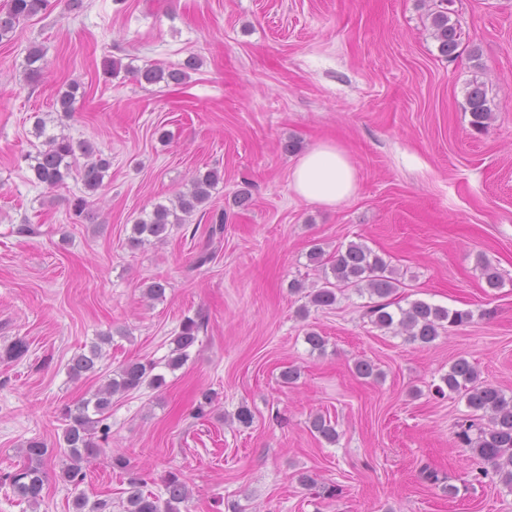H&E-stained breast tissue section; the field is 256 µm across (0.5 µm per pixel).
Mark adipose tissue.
<instances>
[{"mask_svg": "<svg viewBox=\"0 0 512 512\" xmlns=\"http://www.w3.org/2000/svg\"><path fill=\"white\" fill-rule=\"evenodd\" d=\"M291 187L306 200L332 207L356 193L358 171L342 146L325 142L299 157Z\"/></svg>", "mask_w": 512, "mask_h": 512, "instance_id": "ef3b65f1", "label": "adipose tissue"}]
</instances>
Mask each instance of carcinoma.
<instances>
[{
  "label": "carcinoma",
  "mask_w": 512,
  "mask_h": 512,
  "mask_svg": "<svg viewBox=\"0 0 512 512\" xmlns=\"http://www.w3.org/2000/svg\"><path fill=\"white\" fill-rule=\"evenodd\" d=\"M430 29L431 36L438 44L439 53L449 59L457 58L461 43L458 23L453 21L450 9L453 0H432ZM50 0H7L6 7L0 9V41L9 38L20 21L35 16L48 9ZM44 52L39 46L27 50L25 56V77L34 83L42 76ZM198 67V61L191 56L181 69H165L149 66L138 71L139 79L153 85L161 82L180 83L186 78V70ZM81 85L71 82L67 89L56 98V112L67 118L76 111ZM465 110L472 117L471 125L483 128L492 118L493 102L488 98L484 84L473 80L465 95ZM35 136L42 139L43 149L28 157L29 168L35 180L49 188L64 184L66 178L75 172L85 189L96 192L103 185V179L111 167V161L102 152L85 141L77 144L64 135L50 134L44 118L35 116ZM86 158L78 164L76 154ZM218 171L210 169L197 172L190 179V189L176 196V204L168 207L157 204L147 218L133 224V234L128 237V246L139 248L149 243L165 241L173 227L186 223L197 208L206 203L212 191L220 182ZM307 258L309 264L321 270H330L324 276L321 287L311 289L306 295L308 304L316 308H330L337 302V293L350 286L365 284L370 296L377 301L368 306L367 315L371 322L383 329L399 327L414 342L429 344L439 336L445 326L459 327L470 322L472 313L468 310H450L424 301H414L406 309L397 307L390 310L393 302L390 297L400 288V281L393 277L387 262L363 244L351 243L343 252L327 259L323 249L313 246ZM201 322L187 317L180 324V330L173 336L170 358L166 367L175 370L182 367L190 358V349L198 340ZM111 342V336H99V342L91 345L88 352L73 355L68 365L70 377L78 379L86 373L96 372V364L102 358V345ZM156 364L150 361L128 362L118 368L112 377L98 387L90 397L81 400L75 407H67L64 417L68 421L63 439L68 448L67 463L61 470V478L74 487L85 480L81 462L100 451L95 442L96 433L107 439L109 426L103 424L112 410V398L146 385L159 389L165 385V377L155 372ZM443 382L450 392L465 390L466 402L473 414L487 419L484 426L469 423L462 429L460 437L488 468L479 475L490 473L512 487V396L501 388L477 381V373L464 358L456 360L449 368ZM313 432L329 443L338 439L336 424L322 415L310 421ZM47 448L39 440L27 442L23 448L26 463L16 471L7 473L3 481L11 486L18 497L36 504L41 498L46 472L43 470V457ZM145 480L133 474L128 478L127 497L122 502V512H180L179 504L190 496L188 485L181 475L169 473L164 479L165 496L144 492ZM73 512H112L109 499L89 500L84 493H78L72 501Z\"/></svg>",
  "instance_id": "carcinoma-1"
}]
</instances>
